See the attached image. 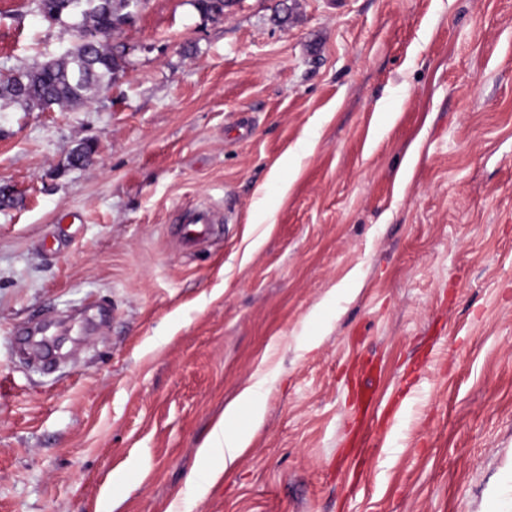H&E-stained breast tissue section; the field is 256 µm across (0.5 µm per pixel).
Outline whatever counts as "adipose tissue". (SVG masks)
Masks as SVG:
<instances>
[{"mask_svg": "<svg viewBox=\"0 0 512 512\" xmlns=\"http://www.w3.org/2000/svg\"><path fill=\"white\" fill-rule=\"evenodd\" d=\"M245 406L252 409L255 419H262L264 405L258 397L257 386L251 385L244 388L236 399L225 407L223 422L213 428L206 444L200 450L203 457H221L228 466L239 459L249 444L247 433L235 427L238 412Z\"/></svg>", "mask_w": 512, "mask_h": 512, "instance_id": "ef3b65f1", "label": "adipose tissue"}]
</instances>
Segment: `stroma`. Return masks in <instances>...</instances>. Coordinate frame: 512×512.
Here are the masks:
<instances>
[{
    "instance_id": "1",
    "label": "stroma",
    "mask_w": 512,
    "mask_h": 512,
    "mask_svg": "<svg viewBox=\"0 0 512 512\" xmlns=\"http://www.w3.org/2000/svg\"><path fill=\"white\" fill-rule=\"evenodd\" d=\"M111 42L89 105H0V512H499L512 0H145ZM71 43L0 0V76ZM363 363L400 405L355 483ZM183 229L185 232V238L188 243H192L199 237L198 234H204L207 225L212 224L210 212L206 209H200L195 212L187 221L183 223ZM201 225V229H197V226ZM262 380L244 388L240 394L224 408V422L218 423L212 430L200 453L204 458L219 456L224 460V468L233 465L249 444L248 434L239 431L234 424L239 410L248 406L252 409L257 422L264 415V405L258 397V387Z\"/></svg>"
}]
</instances>
